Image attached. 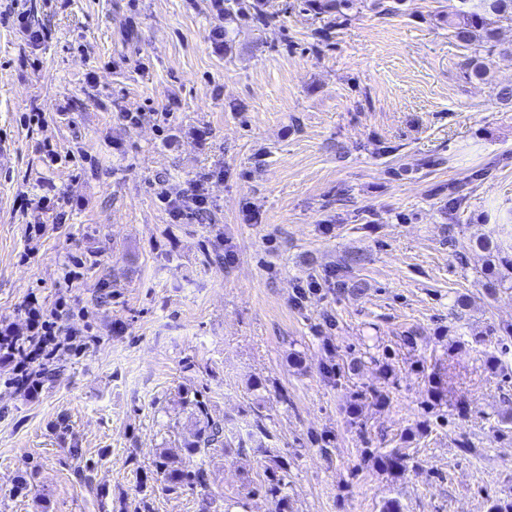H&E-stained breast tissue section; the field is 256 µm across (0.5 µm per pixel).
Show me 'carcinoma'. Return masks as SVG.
<instances>
[{
  "label": "carcinoma",
  "instance_id": "cac0c4a2",
  "mask_svg": "<svg viewBox=\"0 0 512 512\" xmlns=\"http://www.w3.org/2000/svg\"><path fill=\"white\" fill-rule=\"evenodd\" d=\"M306 5L318 14L336 15L341 18L345 11L355 6L356 0H305ZM463 7L448 20V28L452 36L471 50L466 58L465 66L468 75L478 80L486 79L488 75L487 59L494 53L498 41L500 22H512V0H461ZM489 287H502L512 284V258L508 255H497V263L488 267ZM192 415L196 420L194 440L186 445L190 456L198 457L193 464H185L161 454V460L156 462V471L162 474L166 488L177 491L184 486L209 487V476L205 468L204 458L210 453L229 446L224 432V424L213 419L205 400L193 395L186 399ZM369 457L382 471L397 477L403 473L410 461V455L400 448H392L378 454L371 453ZM272 465L265 469V479L261 488L275 504V512H288V497L284 493L288 461L274 457Z\"/></svg>",
  "mask_w": 512,
  "mask_h": 512
}]
</instances>
